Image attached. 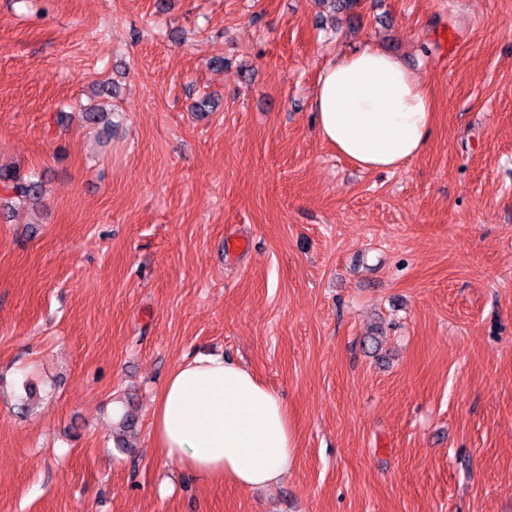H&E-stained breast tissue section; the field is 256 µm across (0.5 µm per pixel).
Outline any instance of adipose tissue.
<instances>
[{
  "label": "adipose tissue",
  "mask_w": 512,
  "mask_h": 512,
  "mask_svg": "<svg viewBox=\"0 0 512 512\" xmlns=\"http://www.w3.org/2000/svg\"><path fill=\"white\" fill-rule=\"evenodd\" d=\"M320 136L353 164L391 171L419 156L433 126L427 87L393 55L367 44L323 69L314 99ZM159 450L186 469L244 488L288 475L296 448L288 406L238 362L183 359L155 401Z\"/></svg>",
  "instance_id": "obj_1"
}]
</instances>
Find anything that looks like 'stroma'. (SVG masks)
Returning <instances> with one entry per match:
<instances>
[{
  "mask_svg": "<svg viewBox=\"0 0 512 512\" xmlns=\"http://www.w3.org/2000/svg\"><path fill=\"white\" fill-rule=\"evenodd\" d=\"M166 3L0 0V167L45 188L0 190V512H512V0ZM368 43L435 101L394 171L316 127ZM208 353L286 401L281 483L155 449ZM0 186L21 200H34L41 196V185L31 175L20 173L19 169H1Z\"/></svg>",
  "mask_w": 512,
  "mask_h": 512,
  "instance_id": "obj_1",
  "label": "stroma"
}]
</instances>
